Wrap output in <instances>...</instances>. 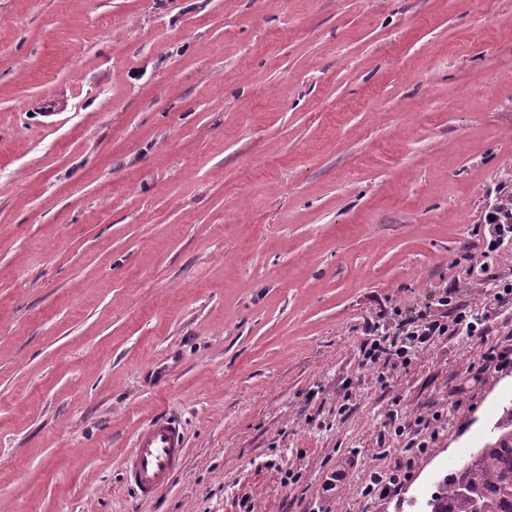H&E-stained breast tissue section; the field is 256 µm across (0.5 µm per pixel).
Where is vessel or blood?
<instances>
[{"instance_id":"1","label":"vessel or blood","mask_w":512,"mask_h":512,"mask_svg":"<svg viewBox=\"0 0 512 512\" xmlns=\"http://www.w3.org/2000/svg\"><path fill=\"white\" fill-rule=\"evenodd\" d=\"M183 445L178 424L170 420L150 422L139 432L135 450L125 459L123 468L142 500H151L178 471Z\"/></svg>"}]
</instances>
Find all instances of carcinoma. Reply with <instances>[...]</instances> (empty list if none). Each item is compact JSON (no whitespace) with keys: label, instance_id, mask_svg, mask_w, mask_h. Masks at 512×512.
Instances as JSON below:
<instances>
[{"label":"carcinoma","instance_id":"cac0c4a2","mask_svg":"<svg viewBox=\"0 0 512 512\" xmlns=\"http://www.w3.org/2000/svg\"><path fill=\"white\" fill-rule=\"evenodd\" d=\"M427 512H512V402L489 439L434 483Z\"/></svg>","mask_w":512,"mask_h":512}]
</instances>
